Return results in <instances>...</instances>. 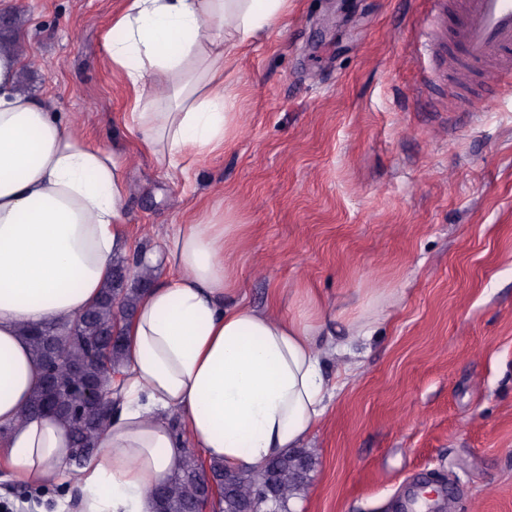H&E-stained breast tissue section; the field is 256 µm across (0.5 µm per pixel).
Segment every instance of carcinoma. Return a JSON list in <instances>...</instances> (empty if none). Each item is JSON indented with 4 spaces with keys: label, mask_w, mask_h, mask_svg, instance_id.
I'll use <instances>...</instances> for the list:
<instances>
[{
    "label": "carcinoma",
    "mask_w": 512,
    "mask_h": 512,
    "mask_svg": "<svg viewBox=\"0 0 512 512\" xmlns=\"http://www.w3.org/2000/svg\"><path fill=\"white\" fill-rule=\"evenodd\" d=\"M150 281L143 276L134 286L127 287L126 269L123 263L112 265L109 280L99 299L82 316L72 322L52 323L44 327L28 329V341L40 363L49 358V336H62L64 363L57 367L54 380H42L34 391L28 413L40 414L49 402L56 406V414L63 418L72 430V457L74 463L93 452L97 439L106 423L73 409L76 390L93 385L111 388L112 374L117 372L124 341L110 342L112 332L128 322L127 313L135 311L140 294ZM79 364L82 372L71 374L66 365ZM315 458L308 448H297L273 460L260 472L232 473L220 463L204 466L198 456L188 452L169 481L159 488L156 496L158 512H189L199 503L206 490V479L214 484L219 512H241L245 493L259 482L277 485L278 512H289L290 501L307 485V478L290 479L288 474L299 467L313 469Z\"/></svg>",
    "instance_id": "cac0c4a2"
}]
</instances>
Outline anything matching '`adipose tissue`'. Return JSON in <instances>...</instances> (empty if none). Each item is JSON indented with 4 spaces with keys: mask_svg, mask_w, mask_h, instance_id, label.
<instances>
[{
    "mask_svg": "<svg viewBox=\"0 0 512 512\" xmlns=\"http://www.w3.org/2000/svg\"><path fill=\"white\" fill-rule=\"evenodd\" d=\"M287 10L288 0H128L114 17L104 63L129 92L127 129L172 181H188L194 162L238 133L224 63ZM21 67L0 51V470L69 481L77 495L58 512H153L152 490L188 446L242 472L300 446L326 414L327 355L341 346L318 308L288 316L241 298L242 227L216 211L172 225L162 255L140 254V267L176 273L138 299L114 379L118 409L82 465H69L64 419L27 414L42 371L23 328L81 316L131 242L120 154L22 92Z\"/></svg>",
    "mask_w": 512,
    "mask_h": 512,
    "instance_id": "obj_1",
    "label": "adipose tissue"
}]
</instances>
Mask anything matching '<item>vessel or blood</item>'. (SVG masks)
Segmentation results:
<instances>
[{"instance_id": "obj_1", "label": "vessel or blood", "mask_w": 512, "mask_h": 512, "mask_svg": "<svg viewBox=\"0 0 512 512\" xmlns=\"http://www.w3.org/2000/svg\"><path fill=\"white\" fill-rule=\"evenodd\" d=\"M452 66L512 86V0H457Z\"/></svg>"}]
</instances>
